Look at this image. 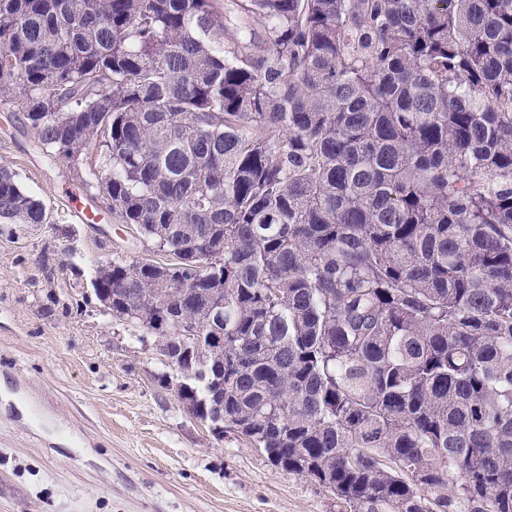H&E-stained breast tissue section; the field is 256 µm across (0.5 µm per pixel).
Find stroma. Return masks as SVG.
<instances>
[{
    "label": "stroma",
    "instance_id": "35a3bbf8",
    "mask_svg": "<svg viewBox=\"0 0 512 512\" xmlns=\"http://www.w3.org/2000/svg\"><path fill=\"white\" fill-rule=\"evenodd\" d=\"M34 141L0 104V166L45 211L0 223V512H346L183 411L157 338L105 314L92 287L101 261L162 254L106 208L80 223L87 174Z\"/></svg>",
    "mask_w": 512,
    "mask_h": 512
}]
</instances>
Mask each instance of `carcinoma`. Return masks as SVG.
<instances>
[{
    "mask_svg": "<svg viewBox=\"0 0 512 512\" xmlns=\"http://www.w3.org/2000/svg\"><path fill=\"white\" fill-rule=\"evenodd\" d=\"M233 2L0 0V103L177 258L96 298L349 512H512V0Z\"/></svg>",
    "mask_w": 512,
    "mask_h": 512,
    "instance_id": "carcinoma-1",
    "label": "carcinoma"
}]
</instances>
